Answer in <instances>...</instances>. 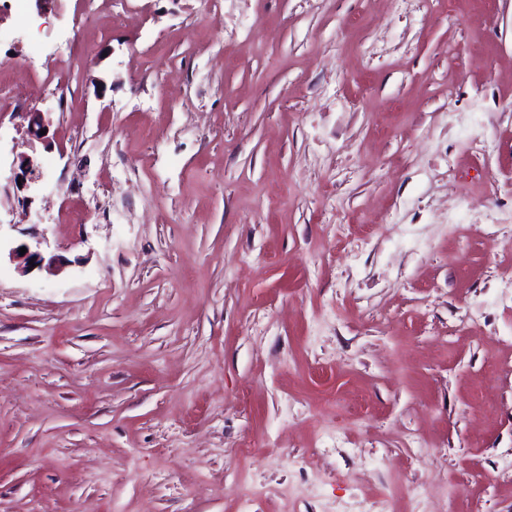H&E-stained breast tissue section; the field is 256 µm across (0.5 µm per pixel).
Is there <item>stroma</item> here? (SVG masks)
<instances>
[{"label":"stroma","mask_w":512,"mask_h":512,"mask_svg":"<svg viewBox=\"0 0 512 512\" xmlns=\"http://www.w3.org/2000/svg\"><path fill=\"white\" fill-rule=\"evenodd\" d=\"M111 5L0 16V512H512V0ZM69 85V72L68 70H60L51 83L31 85L29 93L23 96H17L3 88L0 89V112L5 109H11L14 112L20 107L22 101L29 99H39L48 95H56L58 100L66 98ZM20 114L19 118L27 122L26 134L31 139H38L45 143L46 146L50 144L49 131L51 120L48 112H41L39 110L33 112H14ZM46 129V134L41 135L40 131ZM10 180L19 189L30 187L40 179V172L34 158L24 152L16 154L11 163ZM18 180H21V186H18ZM30 240L8 250L7 257L15 265L18 272L29 275L35 270L45 271L48 274H58L71 263L64 255L58 252L59 248H52L49 239L44 234L29 233ZM25 247L27 252L20 255L19 249ZM31 259L34 263L29 265ZM36 264V267H33Z\"/></svg>","instance_id":"1"}]
</instances>
